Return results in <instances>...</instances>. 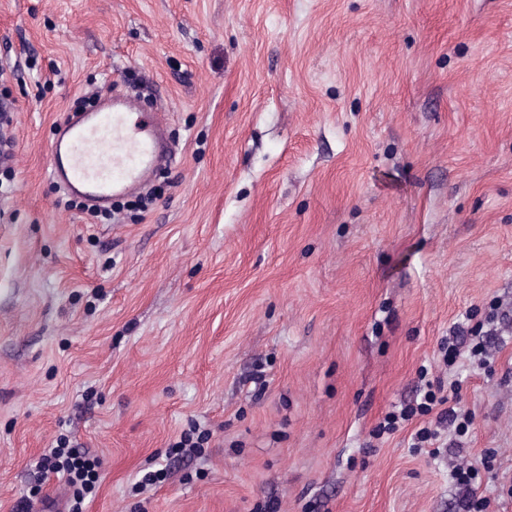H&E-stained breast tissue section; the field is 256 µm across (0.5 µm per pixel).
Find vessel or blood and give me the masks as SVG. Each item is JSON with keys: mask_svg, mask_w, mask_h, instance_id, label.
<instances>
[{"mask_svg": "<svg viewBox=\"0 0 512 512\" xmlns=\"http://www.w3.org/2000/svg\"><path fill=\"white\" fill-rule=\"evenodd\" d=\"M164 120L133 101L108 96L69 116L50 147V176L73 195L103 207L140 185L157 163Z\"/></svg>", "mask_w": 512, "mask_h": 512, "instance_id": "vessel-or-blood-1", "label": "vessel or blood"}]
</instances>
